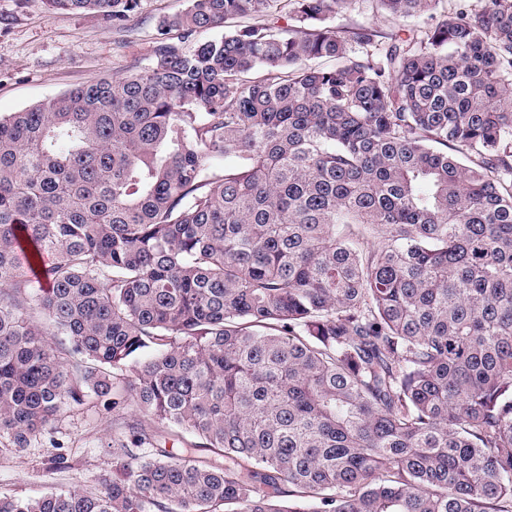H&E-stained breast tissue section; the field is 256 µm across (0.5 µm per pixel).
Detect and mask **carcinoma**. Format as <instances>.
Instances as JSON below:
<instances>
[{
  "mask_svg": "<svg viewBox=\"0 0 512 512\" xmlns=\"http://www.w3.org/2000/svg\"><path fill=\"white\" fill-rule=\"evenodd\" d=\"M277 2L191 0L149 63L0 116V446L91 397L151 420L96 491L0 512H512V0L382 48Z\"/></svg>",
  "mask_w": 512,
  "mask_h": 512,
  "instance_id": "cac0c4a2",
  "label": "carcinoma"
}]
</instances>
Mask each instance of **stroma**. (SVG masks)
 <instances>
[{
    "instance_id": "stroma-1",
    "label": "stroma",
    "mask_w": 512,
    "mask_h": 512,
    "mask_svg": "<svg viewBox=\"0 0 512 512\" xmlns=\"http://www.w3.org/2000/svg\"><path fill=\"white\" fill-rule=\"evenodd\" d=\"M189 0H140L125 28L97 14L49 10L45 0H0V114L19 111L104 75H124L147 63L163 17L184 11ZM446 0L420 16L395 20L351 0L332 18L335 26L357 23L387 37L433 25ZM111 410L96 399L66 412L31 447L0 454V494L37 497L48 489L95 490L96 479L112 472ZM67 465H54L57 456Z\"/></svg>"
}]
</instances>
